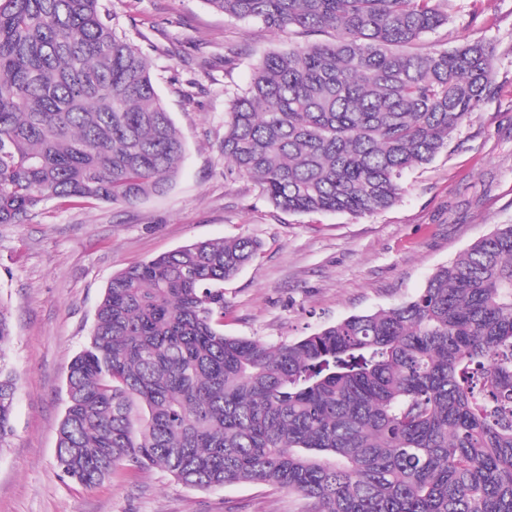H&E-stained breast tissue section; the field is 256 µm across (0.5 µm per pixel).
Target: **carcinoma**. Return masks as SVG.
Masks as SVG:
<instances>
[{
	"mask_svg": "<svg viewBox=\"0 0 512 512\" xmlns=\"http://www.w3.org/2000/svg\"><path fill=\"white\" fill-rule=\"evenodd\" d=\"M241 21L334 32L259 57L228 92L227 168L288 212L394 206L492 92L493 48L423 51L436 0H205ZM104 0H0V224L44 202L165 191L185 146L149 63ZM252 238L181 246L112 276L67 367L57 466L120 467L197 489L249 483L305 512H512V224L413 299L268 345L224 334V281ZM0 308V444L17 376Z\"/></svg>",
	"mask_w": 512,
	"mask_h": 512,
	"instance_id": "cac0c4a2",
	"label": "carcinoma"
}]
</instances>
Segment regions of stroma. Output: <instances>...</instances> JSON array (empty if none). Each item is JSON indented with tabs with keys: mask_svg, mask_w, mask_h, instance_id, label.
<instances>
[{
	"mask_svg": "<svg viewBox=\"0 0 512 512\" xmlns=\"http://www.w3.org/2000/svg\"><path fill=\"white\" fill-rule=\"evenodd\" d=\"M106 4L147 57L185 159L164 194L92 208L51 200L27 223L0 225V307L14 332L6 360L19 377L13 432L0 447V512H302L282 490H198L156 469H122L91 487L63 478L67 366L113 274L183 245L261 242L224 283V332L280 344L414 298L438 268L512 224V0H442L448 22L422 47L490 44L493 92L431 163L405 173L396 205L360 215L281 210L224 168L226 89L245 87L255 58L300 35L229 19L203 0Z\"/></svg>",
	"mask_w": 512,
	"mask_h": 512,
	"instance_id": "1",
	"label": "stroma"
}]
</instances>
